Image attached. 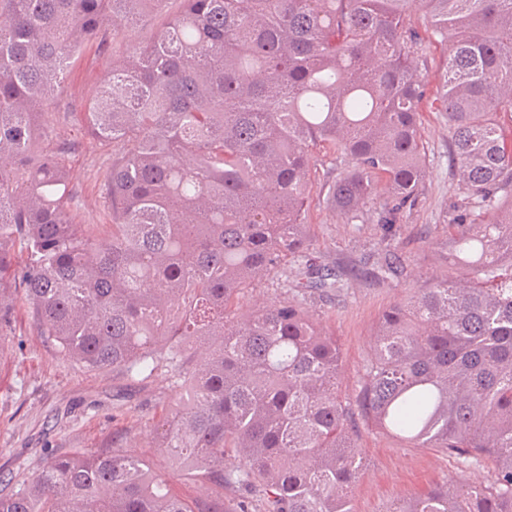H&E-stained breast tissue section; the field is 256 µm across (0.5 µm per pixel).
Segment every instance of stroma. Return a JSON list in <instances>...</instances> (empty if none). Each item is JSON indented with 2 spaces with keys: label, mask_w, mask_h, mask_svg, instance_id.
Instances as JSON below:
<instances>
[{
  "label": "stroma",
  "mask_w": 512,
  "mask_h": 512,
  "mask_svg": "<svg viewBox=\"0 0 512 512\" xmlns=\"http://www.w3.org/2000/svg\"><path fill=\"white\" fill-rule=\"evenodd\" d=\"M422 132L428 176L413 206L397 223L381 222L379 206L363 219L344 223L325 204L324 176H317L309 212L316 245L311 259L346 275L348 294L319 301L322 322L336 333L342 350L343 394L354 395L356 379L371 353L372 332L385 309L427 276L456 277L448 260V226L461 203L458 178L448 162V118L435 101L445 51L425 39ZM127 42L87 44L50 105L57 142L69 144L63 161L70 173L71 208L81 224H108L112 214L104 183L112 149L91 139L83 110L98 90L111 60L128 56ZM393 274H381L385 261ZM179 395L169 373L159 371L132 384L109 371H90L60 354L40 336L23 296L10 306V328L0 342V478L36 474L54 454L102 448L139 451L153 440L159 416L177 408ZM358 450L364 475L352 491L354 512H390L425 487L447 481L466 487L489 481L485 463L442 448H415L373 425H360Z\"/></svg>",
  "instance_id": "stroma-1"
}]
</instances>
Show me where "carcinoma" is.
I'll use <instances>...</instances> for the list:
<instances>
[{
  "label": "carcinoma",
  "mask_w": 512,
  "mask_h": 512,
  "mask_svg": "<svg viewBox=\"0 0 512 512\" xmlns=\"http://www.w3.org/2000/svg\"><path fill=\"white\" fill-rule=\"evenodd\" d=\"M179 2L0 0V338L19 292L84 368L167 370L184 402L158 447L206 494L188 502L147 455L105 449L0 479V512H252L255 494L263 512H353L360 421L492 468L390 512H512V0H420L448 50L438 103L464 194L449 248L465 272L383 312L352 398L316 311L345 282L303 263L317 150L348 162L325 182L341 219L381 181L383 223L415 202L428 170L415 0ZM111 39L130 55L84 120L112 145V223L78 224L49 104L85 45ZM290 273L291 297L239 311Z\"/></svg>",
  "instance_id": "cac0c4a2"
}]
</instances>
